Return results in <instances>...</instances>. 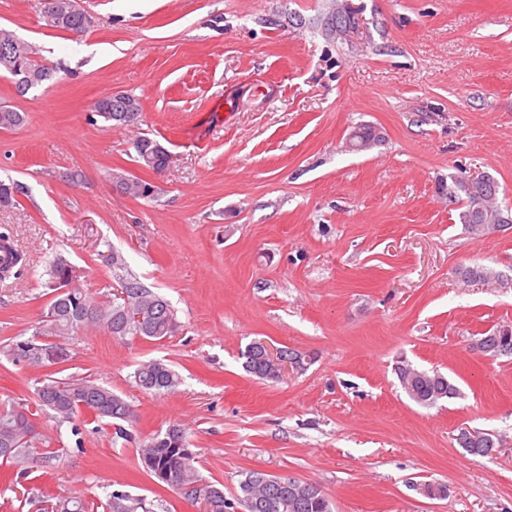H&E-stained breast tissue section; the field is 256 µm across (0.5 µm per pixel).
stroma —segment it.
Listing matches in <instances>:
<instances>
[{"instance_id":"obj_1","label":"stroma","mask_w":512,"mask_h":512,"mask_svg":"<svg viewBox=\"0 0 512 512\" xmlns=\"http://www.w3.org/2000/svg\"><path fill=\"white\" fill-rule=\"evenodd\" d=\"M79 3L94 23L77 36L46 26L37 0H0V29L56 70L23 96L0 76V105L27 116L0 129V178L21 187L0 232L30 259L0 281V344L38 326L58 254L100 301L137 280L180 329L156 341L79 329L71 360L45 371L0 354L2 400L33 404L36 380L61 373L112 388L135 415L131 443L98 422L76 439L40 415L63 450L57 469L19 485L0 466V512H41L57 493L97 505L111 486L152 512H198L138 454L176 423L230 500L261 470L316 484L333 512H512V356L470 349L512 324V228L471 236L442 190L452 175H489L512 203V0ZM343 6L358 27L340 35ZM114 91L139 98L137 128L91 121ZM360 124L379 139L349 150ZM139 136L167 148L166 170L138 162ZM113 172L154 195H125ZM468 267L494 276L464 282ZM255 340L302 367L277 381L247 373ZM403 359L451 378L458 396L414 402L395 373ZM149 360L179 374L175 390L136 387ZM464 428L490 434L495 454L460 448ZM429 483L447 497L425 495Z\"/></svg>"}]
</instances>
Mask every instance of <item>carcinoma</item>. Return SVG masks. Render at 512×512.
Masks as SVG:
<instances>
[{"label": "carcinoma", "instance_id": "1", "mask_svg": "<svg viewBox=\"0 0 512 512\" xmlns=\"http://www.w3.org/2000/svg\"><path fill=\"white\" fill-rule=\"evenodd\" d=\"M37 8L46 25L67 31L83 33L87 28L79 27L85 14L77 0H50L45 8L38 0ZM6 51L20 64L21 69L38 74V81L28 85H15L16 92L24 96L30 90L44 86L54 77L55 69L37 60V47L12 34L0 32V53ZM23 113L8 106H0V129L10 130L23 124ZM156 141L139 137L134 149L141 164L156 170L163 167V155L155 150ZM115 180L127 179L126 194L135 198H147L152 187L138 178H127L112 173ZM19 184L0 180V207L9 208L17 203ZM499 185L494 178L481 177L479 181L462 180L455 176L448 182V199L459 204L457 219L467 226L473 235L492 232L502 223L504 210L498 203ZM0 247L13 256L14 269H0V280L18 275L25 266L27 257L13 245L11 236L0 233ZM47 287L53 297L40 326L32 335L3 346L7 356L23 361L32 368L64 364L71 359L66 343L60 338L77 329L96 328L112 336H140L148 340H160L174 335L179 329L176 313L170 303L139 283L124 280L122 296L110 301L97 302L76 285L77 271L63 256L49 262ZM144 313L143 321L133 315ZM497 341L512 346V325H501L486 336L474 340L472 348L488 357H498V350L490 345ZM244 369L261 380L269 379L260 356L245 355ZM136 386L146 392L171 391L180 383L179 375L162 362H142L134 370ZM409 397L422 406H433L440 401L454 398L458 387L447 376L439 372H428L408 365V374L401 381ZM35 411L19 412L13 403H0V466L12 467L18 475L26 477L34 469L50 474L55 470L59 449L46 443L38 432V413L50 410L61 422H71L85 414L95 421H106L112 425L113 440L127 441L132 434L125 424L132 422L131 405L111 389L91 380L72 377L45 378L35 383ZM140 459L148 471L155 474L169 473L174 490L189 488L194 493L192 501L199 504L201 512H233V503L224 495V485L206 481L196 466V452L184 429L170 425L165 432L153 434L141 445ZM237 500L245 512H332L331 503L315 484L301 481L288 475H272L259 471H248L239 481ZM106 512H151L142 498H134L121 489L107 495ZM54 512H88V504L78 496L60 497Z\"/></svg>", "mask_w": 512, "mask_h": 512}]
</instances>
